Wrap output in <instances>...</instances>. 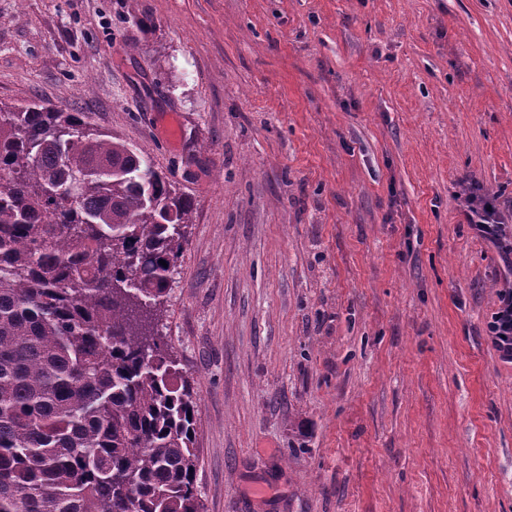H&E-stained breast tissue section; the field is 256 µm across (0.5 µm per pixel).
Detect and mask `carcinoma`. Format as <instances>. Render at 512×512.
<instances>
[{
	"instance_id": "1",
	"label": "carcinoma",
	"mask_w": 512,
	"mask_h": 512,
	"mask_svg": "<svg viewBox=\"0 0 512 512\" xmlns=\"http://www.w3.org/2000/svg\"><path fill=\"white\" fill-rule=\"evenodd\" d=\"M192 213L82 113L0 105V512H201L198 405L152 325Z\"/></svg>"
}]
</instances>
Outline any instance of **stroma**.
I'll return each instance as SVG.
<instances>
[{
	"instance_id": "stroma-1",
	"label": "stroma",
	"mask_w": 512,
	"mask_h": 512,
	"mask_svg": "<svg viewBox=\"0 0 512 512\" xmlns=\"http://www.w3.org/2000/svg\"><path fill=\"white\" fill-rule=\"evenodd\" d=\"M194 202L157 330L205 512H512V0H0V102ZM464 217L475 235L498 251L506 269L512 275V228L496 218L493 210L474 206V196L464 198ZM486 336L498 358L512 363V284L499 290L498 303L486 324Z\"/></svg>"
}]
</instances>
